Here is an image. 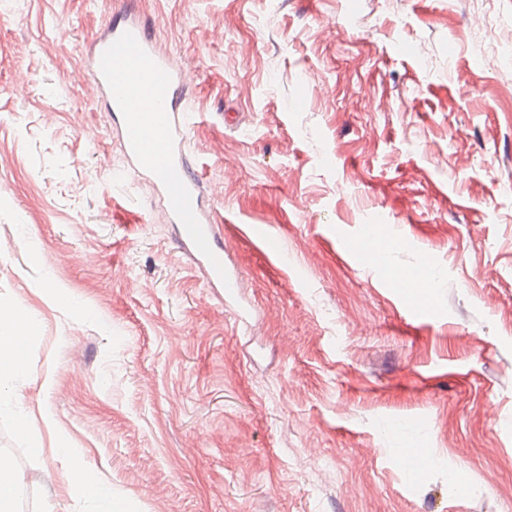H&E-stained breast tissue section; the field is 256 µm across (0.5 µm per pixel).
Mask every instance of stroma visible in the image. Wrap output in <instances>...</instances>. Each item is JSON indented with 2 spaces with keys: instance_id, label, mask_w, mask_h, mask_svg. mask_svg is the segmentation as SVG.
Instances as JSON below:
<instances>
[{
  "instance_id": "35a3bbf8",
  "label": "stroma",
  "mask_w": 512,
  "mask_h": 512,
  "mask_svg": "<svg viewBox=\"0 0 512 512\" xmlns=\"http://www.w3.org/2000/svg\"><path fill=\"white\" fill-rule=\"evenodd\" d=\"M132 6L194 73L184 148L235 295L94 96L123 0H0V310L40 325L0 455L29 512H91L99 475L134 512H512V0ZM373 227L379 264L346 248ZM422 267L426 311L387 275Z\"/></svg>"
}]
</instances>
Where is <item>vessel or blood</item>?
Returning a JSON list of instances; mask_svg holds the SVG:
<instances>
[{
	"mask_svg": "<svg viewBox=\"0 0 512 512\" xmlns=\"http://www.w3.org/2000/svg\"><path fill=\"white\" fill-rule=\"evenodd\" d=\"M88 66L121 136L128 167L163 199L180 249L205 271L209 287L233 296L224 248L203 209L201 181L180 150L186 125L177 114L181 93L191 84L189 71L157 51L146 21L130 10L93 43ZM156 134L162 139L157 153L147 146Z\"/></svg>",
	"mask_w": 512,
	"mask_h": 512,
	"instance_id": "vessel-or-blood-1",
	"label": "vessel or blood"
}]
</instances>
